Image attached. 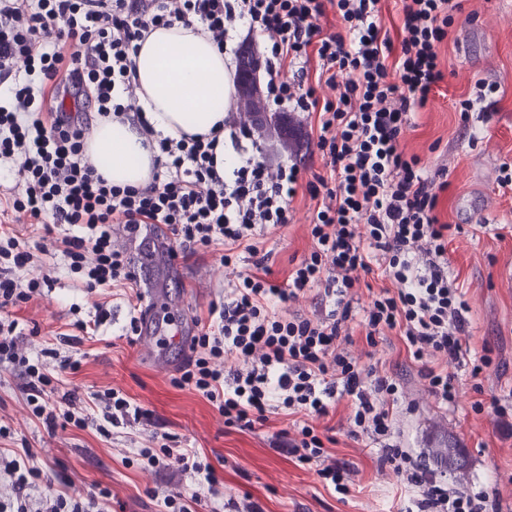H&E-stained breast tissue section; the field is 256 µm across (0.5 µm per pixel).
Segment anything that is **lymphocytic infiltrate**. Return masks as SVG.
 <instances>
[{
    "label": "lymphocytic infiltrate",
    "mask_w": 512,
    "mask_h": 512,
    "mask_svg": "<svg viewBox=\"0 0 512 512\" xmlns=\"http://www.w3.org/2000/svg\"><path fill=\"white\" fill-rule=\"evenodd\" d=\"M381 0H0V161L20 157L4 201L43 232L34 249L16 236L0 240V365L18 373L36 417L50 427L79 429L104 419L118 424L130 401L103 394L101 417L78 412L64 393L63 413L49 404L51 378L31 362L15 332L10 307L40 296L39 280L18 278L47 245L62 247L72 272L88 290L135 285L120 231L167 225L182 251L220 246L225 264L237 252L258 255V230L293 220L290 204L305 188L314 207V246L292 270L286 287L251 273L228 281L223 301L211 303L198 324L191 354L173 385L190 388L242 429L265 424L284 411L293 429L277 436L302 463H318L319 476L347 491L350 472L330 459L312 421L351 398L348 433L381 443L379 462L412 491L405 512H495L498 490L472 483L449 486L423 455L390 445L403 387L394 377L364 367L344 345L348 325L360 321L368 343L384 331L400 336L428 391L456 407L453 376L432 364L439 354L464 356L469 304L448 269V224L440 199L448 191V161L421 167L399 138L413 112L426 106L443 82L441 49L463 0H400L405 35L393 42L383 25ZM338 14L342 27L328 32L319 20ZM199 23L218 48L253 58L255 74L235 83L234 96L251 100L281 128L318 114L315 146L325 172L300 184V159L273 161L262 121L245 122L228 110L224 129L241 161L216 165L218 131L174 139L156 133L136 98L133 55L157 27ZM331 89L321 99L317 87ZM73 102L65 112L59 95ZM130 124L154 154L152 179L143 188L108 182L84 162L86 114ZM378 273L384 285L367 306L350 294L360 273ZM322 287L332 308L326 316H282V304ZM240 366L225 370L226 355ZM144 466L175 465L193 474L202 490L218 482L210 465L189 448L140 449ZM43 471L31 449L0 456V512H98V499L42 489Z\"/></svg>",
    "instance_id": "f902f5d3"
}]
</instances>
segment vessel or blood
Here are the masks:
<instances>
[{
    "label": "vessel or blood",
    "mask_w": 512,
    "mask_h": 512,
    "mask_svg": "<svg viewBox=\"0 0 512 512\" xmlns=\"http://www.w3.org/2000/svg\"><path fill=\"white\" fill-rule=\"evenodd\" d=\"M168 237L167 228L161 225L126 236L127 242L135 247V271L146 299L140 327L142 342L148 349L163 339L177 345L188 342L184 324L173 326L166 322L172 298L166 290L157 286L162 275L175 276L179 273L169 248Z\"/></svg>",
    "instance_id": "obj_1"
}]
</instances>
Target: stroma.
<instances>
[{"label":"stroma","instance_id":"35a3bbf8","mask_svg":"<svg viewBox=\"0 0 512 512\" xmlns=\"http://www.w3.org/2000/svg\"><path fill=\"white\" fill-rule=\"evenodd\" d=\"M445 78L425 108L415 112L401 147L431 166L447 155L451 186L441 199L443 222L450 224L448 261L470 305L466 339L472 350L491 348L482 392H475L470 361L450 365L458 403L446 409L427 391L395 334L366 341V331L351 323L347 349L360 362L380 363L389 374L404 379L413 412L401 415L391 444L427 454L432 468L446 473L450 484L479 482L497 486L500 512H512V416L500 418L493 399L512 401V188L499 184L502 164L512 165V0H464L442 51ZM498 81L502 90L486 112L462 115L458 102L478 80ZM481 130L482 139L469 147L468 128ZM294 222L265 232V265L273 283H285L289 270L313 247L306 192L292 203ZM223 247L208 253L179 257L186 280L177 290L179 302L170 316L191 322L206 316L211 302L224 294V280L232 271L250 272L254 259L241 254L235 269L224 267ZM42 268L25 271V278L47 273L52 277L45 295L13 308L19 322V340L30 353L60 349L77 362L76 370L59 375V392H71L93 416H100L96 396L120 391L141 408L138 417L98 432L89 427L50 430L33 416L16 375L0 372V401L13 431L11 447L27 445L36 454L55 488L65 486L81 495L109 490L104 512H164L163 500L172 490L192 494L190 474L176 468L143 469L135 451L147 446L151 435H166L181 448L198 450L218 475L216 494L194 504L193 512H241L244 503H256L261 512H401L408 494L390 470L381 468L376 443L368 437L350 438L347 426L354 414L349 400L337 403L328 417L316 420L319 435L334 442L328 452L351 471L349 491L339 494L326 487L316 464H302L275 442L285 428L283 415H270L255 430L227 425L206 399L171 382L183 360L181 348L168 349V362L148 361L141 342H129L123 330L130 319L131 288H102L89 293L79 275L70 273L61 254L43 256ZM99 320L92 336L67 346L60 334L70 333L74 318ZM482 411H473L474 402ZM462 456L449 469L448 452Z\"/></svg>","mask_w":512,"mask_h":512}]
</instances>
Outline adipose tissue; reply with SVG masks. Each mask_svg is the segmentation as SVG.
Returning <instances> with one entry per match:
<instances>
[{
    "label": "adipose tissue",
    "mask_w": 512,
    "mask_h": 512,
    "mask_svg": "<svg viewBox=\"0 0 512 512\" xmlns=\"http://www.w3.org/2000/svg\"><path fill=\"white\" fill-rule=\"evenodd\" d=\"M137 95L155 131L174 138L209 134L223 122L231 93L224 54L204 35L175 23L153 30L135 56ZM126 123L100 122L87 142L98 172L112 184L146 186L152 155Z\"/></svg>",
    "instance_id": "adipose-tissue-1"
}]
</instances>
